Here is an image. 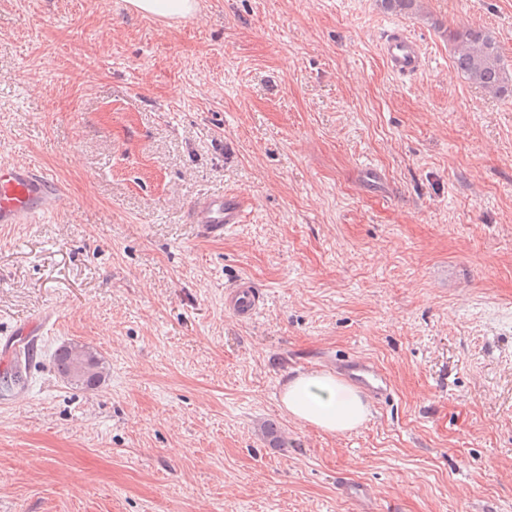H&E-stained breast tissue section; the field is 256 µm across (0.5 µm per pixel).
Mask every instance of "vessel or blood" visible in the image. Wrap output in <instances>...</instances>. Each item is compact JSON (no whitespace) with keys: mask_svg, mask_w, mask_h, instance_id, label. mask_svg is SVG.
<instances>
[{"mask_svg":"<svg viewBox=\"0 0 512 512\" xmlns=\"http://www.w3.org/2000/svg\"><path fill=\"white\" fill-rule=\"evenodd\" d=\"M382 52L396 75L414 74L422 66V49L407 33L397 31L385 38ZM62 199L61 189L52 176L30 166L0 163V224L27 223L34 213L55 208ZM188 217L205 234L219 237L225 230L244 223L245 200L237 193L205 196L193 202ZM263 304V295L245 278L236 280L224 293L225 309L242 322L252 321ZM335 366L375 402L389 397L391 388L387 377L369 358L347 356L336 360Z\"/></svg>","mask_w":512,"mask_h":512,"instance_id":"vessel-or-blood-1","label":"vessel or blood"}]
</instances>
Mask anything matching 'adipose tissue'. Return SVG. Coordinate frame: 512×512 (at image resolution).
I'll return each mask as SVG.
<instances>
[{"instance_id":"ef3b65f1","label":"adipose tissue","mask_w":512,"mask_h":512,"mask_svg":"<svg viewBox=\"0 0 512 512\" xmlns=\"http://www.w3.org/2000/svg\"><path fill=\"white\" fill-rule=\"evenodd\" d=\"M280 407L291 419L329 434L356 429L369 413L355 387L325 372L302 373L288 380Z\"/></svg>"}]
</instances>
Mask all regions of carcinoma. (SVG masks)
Listing matches in <instances>:
<instances>
[{"instance_id":"obj_1","label":"carcinoma","mask_w":512,"mask_h":512,"mask_svg":"<svg viewBox=\"0 0 512 512\" xmlns=\"http://www.w3.org/2000/svg\"><path fill=\"white\" fill-rule=\"evenodd\" d=\"M459 39L454 56L456 70L490 93H512V88L505 85L501 57L493 38L480 28H469L459 33ZM54 363L58 374L68 384L84 388L97 386L105 373L100 355L76 343L59 347Z\"/></svg>"}]
</instances>
